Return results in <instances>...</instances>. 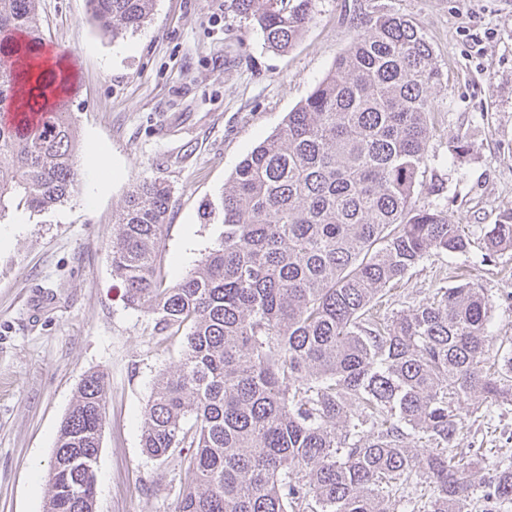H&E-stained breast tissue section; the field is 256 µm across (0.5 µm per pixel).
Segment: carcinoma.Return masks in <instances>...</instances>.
Instances as JSON below:
<instances>
[{"label": "carcinoma", "mask_w": 512, "mask_h": 512, "mask_svg": "<svg viewBox=\"0 0 512 512\" xmlns=\"http://www.w3.org/2000/svg\"><path fill=\"white\" fill-rule=\"evenodd\" d=\"M39 0H0V216L42 212L77 181L68 95L21 111L41 46ZM116 40L154 0H86ZM268 47L286 50L314 20L315 0H232ZM364 31L283 125L239 164L202 219L219 244L175 284L161 276L171 190L135 185L114 215L112 275L131 307L171 338L186 333L173 374L159 376L141 445L193 472L178 512H512V450L475 462L460 405L481 394L512 404V349L488 363L490 300L469 284L435 289L380 315L430 253L468 249L443 211L416 209L432 135L431 89L443 74L413 21L366 13ZM41 113L32 122L27 113ZM488 254L512 249V215L485 232ZM106 420L105 376L80 381L47 474L46 512H94Z\"/></svg>", "instance_id": "1"}]
</instances>
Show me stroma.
<instances>
[{"label": "stroma", "instance_id": "1", "mask_svg": "<svg viewBox=\"0 0 512 512\" xmlns=\"http://www.w3.org/2000/svg\"><path fill=\"white\" fill-rule=\"evenodd\" d=\"M417 22L443 79L431 91L433 127L419 208L442 210L470 240L434 254L400 281L391 306L472 283L490 299L494 344L512 346V250L483 260L484 232L512 213V0H315V18L288 50L269 48L231 0H154L147 21L114 40L86 0H40L48 49H66L76 76L72 120L80 149L102 147L110 175L77 160V186L51 209L10 208L0 233V512H45L47 471L61 420L84 375L109 381L95 512H176L191 472L150 458L143 412L156 380L175 372L182 337L161 341L128 307L112 275L113 216L142 180L172 193L161 255L181 280L218 242L204 223L236 166L331 70L358 30V9ZM468 151L456 155L458 145ZM464 448H512V406L480 420L462 413Z\"/></svg>", "mask_w": 512, "mask_h": 512}]
</instances>
